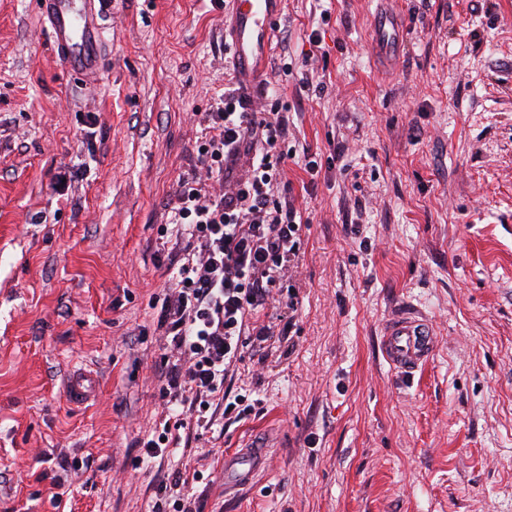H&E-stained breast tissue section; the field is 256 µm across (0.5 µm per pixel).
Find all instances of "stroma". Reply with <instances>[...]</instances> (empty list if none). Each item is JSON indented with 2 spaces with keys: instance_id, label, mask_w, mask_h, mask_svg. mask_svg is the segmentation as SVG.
I'll return each mask as SVG.
<instances>
[{
  "instance_id": "stroma-1",
  "label": "stroma",
  "mask_w": 512,
  "mask_h": 512,
  "mask_svg": "<svg viewBox=\"0 0 512 512\" xmlns=\"http://www.w3.org/2000/svg\"><path fill=\"white\" fill-rule=\"evenodd\" d=\"M379 9L406 28L394 64ZM97 22L101 70L78 75L38 0H0V512H157L176 471L200 512H512V0H283L249 91L287 105L289 149L319 165L286 169L298 294L260 316L288 352L246 351L228 386L255 409L153 460L160 227L228 79L224 13L101 0ZM404 310L437 332L409 378L382 355ZM77 370L98 381L79 405ZM257 434L254 483L225 489ZM403 22L395 14H381L372 24V42L377 55L386 58L400 56L404 41Z\"/></svg>"
}]
</instances>
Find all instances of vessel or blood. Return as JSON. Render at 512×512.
Listing matches in <instances>:
<instances>
[{"label":"vessel or blood","instance_id":"vessel-or-blood-1","mask_svg":"<svg viewBox=\"0 0 512 512\" xmlns=\"http://www.w3.org/2000/svg\"><path fill=\"white\" fill-rule=\"evenodd\" d=\"M96 0H42L53 45L63 64L83 74L97 75L100 68L102 32L94 20ZM283 0H224L228 18L226 34L231 41L232 64L246 82L261 81L273 50L276 23ZM404 25L394 14L375 17L372 42L377 55L399 57ZM436 334L433 325L412 312L394 314L383 334V356L398 372H417L433 356ZM93 386L91 374L78 372L69 377L65 395L70 402H83ZM264 442L251 443L224 469L225 487L250 483L264 457Z\"/></svg>","mask_w":512,"mask_h":512}]
</instances>
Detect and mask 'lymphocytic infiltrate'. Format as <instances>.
Here are the masks:
<instances>
[{"label": "lymphocytic infiltrate", "instance_id": "1", "mask_svg": "<svg viewBox=\"0 0 512 512\" xmlns=\"http://www.w3.org/2000/svg\"><path fill=\"white\" fill-rule=\"evenodd\" d=\"M205 120L197 162L170 201L186 242L165 267L158 380L179 417L162 418L159 437L144 442L151 458L210 428L216 414L242 417L245 398L225 383L245 348L274 343L260 314L292 280L302 244L300 210L274 193L291 157L287 116L232 79Z\"/></svg>", "mask_w": 512, "mask_h": 512}]
</instances>
